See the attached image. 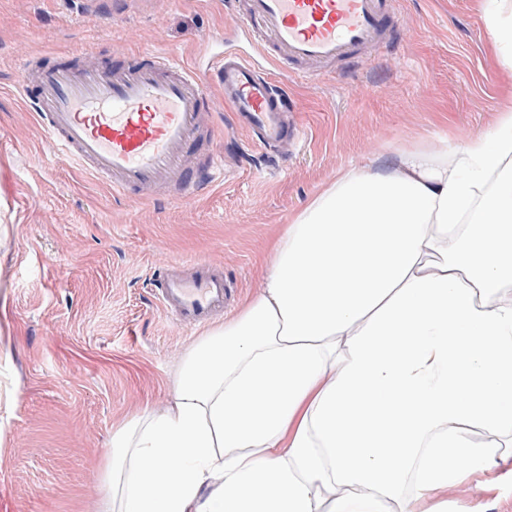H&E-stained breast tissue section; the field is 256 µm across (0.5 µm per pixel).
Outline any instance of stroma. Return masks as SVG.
Here are the masks:
<instances>
[{
  "label": "stroma",
  "instance_id": "35a3bbf8",
  "mask_svg": "<svg viewBox=\"0 0 512 512\" xmlns=\"http://www.w3.org/2000/svg\"><path fill=\"white\" fill-rule=\"evenodd\" d=\"M267 56L238 30L228 0H0V512H102L112 433L171 396L177 369L205 329L159 308L156 265L205 258L234 288L231 319L261 290L275 239L339 171L407 147L450 149L489 134L512 69L498 63L479 0H400L387 49L370 64L289 81L304 143L277 166L225 125L208 53ZM151 51L195 67L214 111L191 159L209 153L224 178L188 197L129 198L72 161L45 160L48 137L22 98L26 59L50 64ZM500 466L439 494L512 512V432Z\"/></svg>",
  "mask_w": 512,
  "mask_h": 512
}]
</instances>
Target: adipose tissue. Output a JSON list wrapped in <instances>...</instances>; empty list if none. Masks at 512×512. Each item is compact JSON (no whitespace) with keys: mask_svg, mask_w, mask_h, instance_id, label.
<instances>
[{"mask_svg":"<svg viewBox=\"0 0 512 512\" xmlns=\"http://www.w3.org/2000/svg\"><path fill=\"white\" fill-rule=\"evenodd\" d=\"M512 105L449 151L341 171L175 392L112 434L105 512H420L512 429ZM458 235L449 245V235Z\"/></svg>","mask_w":512,"mask_h":512,"instance_id":"ef3b65f1","label":"adipose tissue"}]
</instances>
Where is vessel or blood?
<instances>
[{"label": "vessel or blood", "mask_w": 512, "mask_h": 512, "mask_svg": "<svg viewBox=\"0 0 512 512\" xmlns=\"http://www.w3.org/2000/svg\"><path fill=\"white\" fill-rule=\"evenodd\" d=\"M395 2L238 0L237 18L280 70L308 78L314 64L369 63L397 25ZM24 70V94L49 135L51 155L129 197L176 179L182 189L194 187L185 162L212 104L191 69L142 52L76 69L31 58ZM211 70L255 144L277 157L300 147L294 104L275 82L228 48L213 57ZM152 285L166 316L190 329L209 325L230 296L223 267L210 260L157 266Z\"/></svg>", "instance_id": "1"}]
</instances>
